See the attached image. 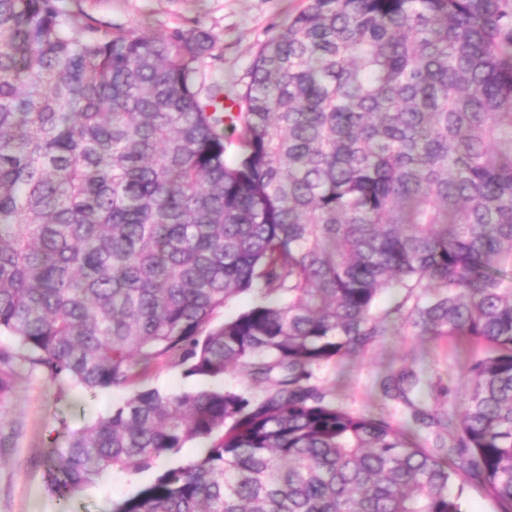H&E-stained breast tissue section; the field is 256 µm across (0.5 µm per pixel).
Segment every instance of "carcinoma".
<instances>
[{"mask_svg":"<svg viewBox=\"0 0 512 512\" xmlns=\"http://www.w3.org/2000/svg\"><path fill=\"white\" fill-rule=\"evenodd\" d=\"M214 47L0 0V366L129 392L51 488L197 443L114 512H512V0H309L232 96ZM394 318L473 346L445 452L317 384ZM158 363L211 386L138 387ZM415 381L382 391L423 423ZM464 510L467 512H497L494 501L478 488L467 489L464 496Z\"/></svg>","mask_w":512,"mask_h":512,"instance_id":"carcinoma-1","label":"carcinoma"}]
</instances>
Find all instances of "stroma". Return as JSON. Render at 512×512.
Wrapping results in <instances>:
<instances>
[{
    "label": "stroma",
    "mask_w": 512,
    "mask_h": 512,
    "mask_svg": "<svg viewBox=\"0 0 512 512\" xmlns=\"http://www.w3.org/2000/svg\"><path fill=\"white\" fill-rule=\"evenodd\" d=\"M62 7L117 33L137 30L164 35L203 26L215 37L202 77L225 86L244 83L250 65L269 37L308 0H60ZM469 349L445 338H422L390 326L364 354L320 368L321 387L334 391L337 404L354 413L411 421L399 400L383 399L379 381L391 369L413 368L432 384L424 409L436 416L453 410L464 383ZM10 388L0 393V512H113L122 498L148 486L163 470L186 463L190 451L160 460L140 472H114L83 486L61 505L47 481V461L64 434L82 430L107 415L126 397L110 389L90 394L55 383L28 365L17 364Z\"/></svg>",
    "instance_id": "obj_1"
}]
</instances>
